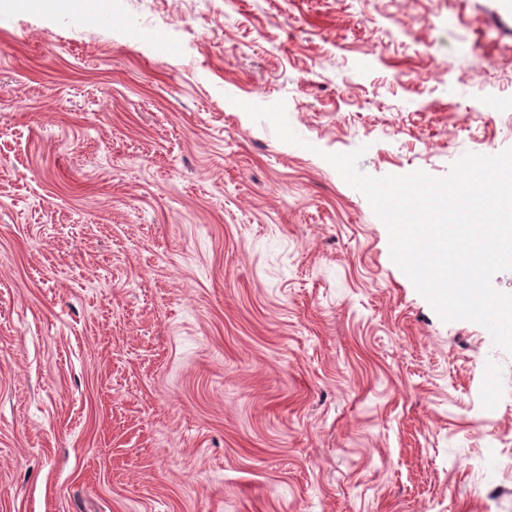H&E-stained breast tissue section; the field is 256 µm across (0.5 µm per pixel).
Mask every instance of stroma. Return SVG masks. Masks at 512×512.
Returning a JSON list of instances; mask_svg holds the SVG:
<instances>
[{"mask_svg": "<svg viewBox=\"0 0 512 512\" xmlns=\"http://www.w3.org/2000/svg\"><path fill=\"white\" fill-rule=\"evenodd\" d=\"M105 2L0 0V512H512V352L323 158L512 149V0Z\"/></svg>", "mask_w": 512, "mask_h": 512, "instance_id": "obj_1", "label": "stroma"}]
</instances>
